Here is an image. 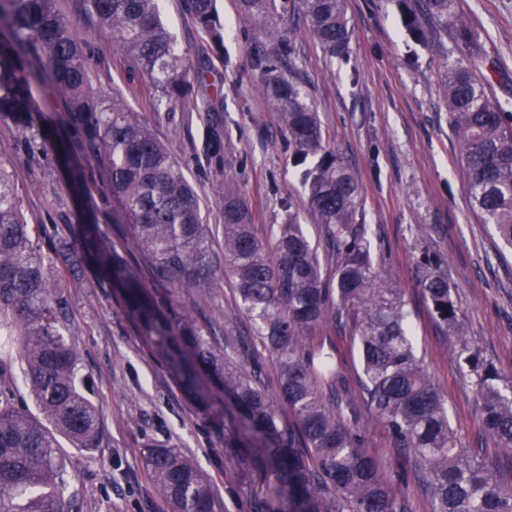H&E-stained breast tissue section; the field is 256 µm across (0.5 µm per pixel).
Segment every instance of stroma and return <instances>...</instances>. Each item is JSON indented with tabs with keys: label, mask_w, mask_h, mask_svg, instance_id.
<instances>
[{
	"label": "stroma",
	"mask_w": 512,
	"mask_h": 512,
	"mask_svg": "<svg viewBox=\"0 0 512 512\" xmlns=\"http://www.w3.org/2000/svg\"><path fill=\"white\" fill-rule=\"evenodd\" d=\"M497 67L489 79L495 97L512 104V0H459ZM224 21V51L216 53L186 9L184 0H161L160 15L190 63L207 59L209 78L224 91V165L207 166L203 123L195 95L167 102L112 35L85 14L81 0H57L60 15L89 46L93 91L119 93L149 124L201 198V218L224 222L213 194L230 186L246 208L257 236L269 240L288 205L304 192L290 161L279 114L262 92L250 50L262 39L259 21L244 16L238 0H217ZM351 62L325 56L300 13L278 17L290 32L296 81L316 109L324 134L354 170L364 208L358 219L381 242L386 267L399 282L411 312L416 346L447 399L448 416L461 445L477 451L492 475L512 471V453L495 448L482 430L480 405L421 292V270L436 265L460 300L461 333L484 358L512 378V249L493 227L481 223L464 189L466 166L449 123L443 97L446 57L414 39L404 24L401 0H347ZM50 136L28 143L0 119V156L9 160L22 211L46 228L42 252L81 235L79 199ZM72 314L70 338L82 371L91 377L102 410L103 435L91 451L64 445L66 478L78 512H169L141 463L151 443L178 449L209 476L227 512H252L243 492L224 477V450L212 430L182 396L171 373L140 336L121 297L104 287L90 266L81 285L66 289ZM206 317L229 324L234 335L251 333L253 322L238 305L229 277L217 274ZM369 445L409 512H431V502L411 473L402 471L395 439L383 425L369 427Z\"/></svg>",
	"instance_id": "35a3bbf8"
}]
</instances>
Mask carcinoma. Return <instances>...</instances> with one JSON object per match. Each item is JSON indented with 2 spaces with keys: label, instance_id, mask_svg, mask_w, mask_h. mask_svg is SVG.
Returning a JSON list of instances; mask_svg holds the SVG:
<instances>
[{
  "label": "carcinoma",
  "instance_id": "obj_1",
  "mask_svg": "<svg viewBox=\"0 0 512 512\" xmlns=\"http://www.w3.org/2000/svg\"><path fill=\"white\" fill-rule=\"evenodd\" d=\"M406 27L425 37L422 20L450 35L445 98L450 126L466 164L465 189L484 224L512 249V111L491 93L478 31L457 0H419ZM241 12L263 23L279 55L294 54L278 27L279 0H239ZM214 50L224 47L216 0H187ZM85 10L112 33L162 96L176 101L203 87L204 62L187 66L158 12V0H84ZM298 11L325 54L347 64L351 32L345 0H298ZM460 57L451 59L453 53ZM265 76L263 92L280 112L282 131L328 248L329 275L297 216L271 226L269 258L239 199L215 188L224 206V274L235 280L252 336H216L218 322L178 308L174 293L210 299L216 278L213 231L200 219V196L148 123L120 94L94 95L84 43L56 10V0H0V118L36 136L66 135L67 153L95 165L114 203L112 223L128 226V242L152 271L148 286L111 244L108 225L83 222L73 248L56 252L53 268L41 253L39 224L25 219L7 161L0 159V341L15 344L41 417L15 405L0 370V512H78L66 493L58 438L98 446L101 412L80 376L70 332L67 280L90 262L103 281L121 289L141 336L176 378L201 418L218 435L229 482L250 496L256 512H407L369 451L368 427L386 426L402 468L431 495L432 512H512V483L497 480L484 460L458 443L445 399L414 349L411 312L381 261L355 175L324 136L317 113L297 83L271 65L266 46L251 51ZM193 80H188V75ZM50 89L66 111L36 122L34 90ZM206 157L224 156L223 98L203 96ZM422 294L442 332L457 337L455 355L481 402V424L495 447L512 452V380L481 359L459 335V301L448 278L428 272ZM338 331L358 343L360 394H354L321 335ZM266 351L276 369L272 395L257 359ZM143 464L171 512H223L205 473L174 448L148 444Z\"/></svg>",
  "mask_w": 512,
  "mask_h": 512
}]
</instances>
